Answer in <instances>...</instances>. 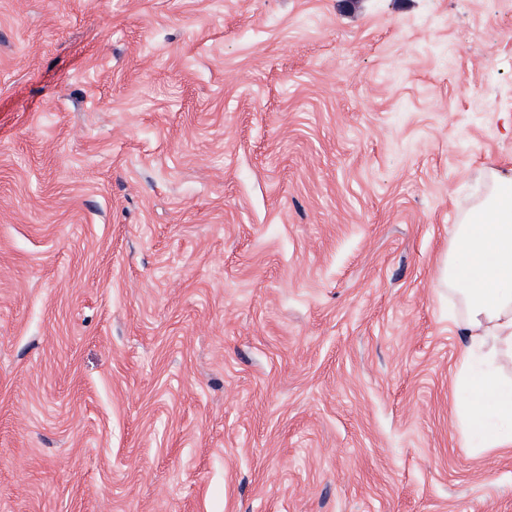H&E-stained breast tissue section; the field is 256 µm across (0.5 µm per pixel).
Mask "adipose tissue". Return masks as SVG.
Listing matches in <instances>:
<instances>
[{
  "label": "adipose tissue",
  "mask_w": 512,
  "mask_h": 512,
  "mask_svg": "<svg viewBox=\"0 0 512 512\" xmlns=\"http://www.w3.org/2000/svg\"><path fill=\"white\" fill-rule=\"evenodd\" d=\"M488 190L455 224L443 274L463 309L461 428L480 447L512 443V171H486Z\"/></svg>",
  "instance_id": "1"
}]
</instances>
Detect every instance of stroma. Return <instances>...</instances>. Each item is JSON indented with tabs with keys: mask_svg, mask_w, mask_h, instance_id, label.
Returning a JSON list of instances; mask_svg holds the SVG:
<instances>
[{
	"mask_svg": "<svg viewBox=\"0 0 512 512\" xmlns=\"http://www.w3.org/2000/svg\"><path fill=\"white\" fill-rule=\"evenodd\" d=\"M512 169V0H0V512H512L442 270Z\"/></svg>",
	"mask_w": 512,
	"mask_h": 512,
	"instance_id": "35a3bbf8",
	"label": "stroma"
}]
</instances>
